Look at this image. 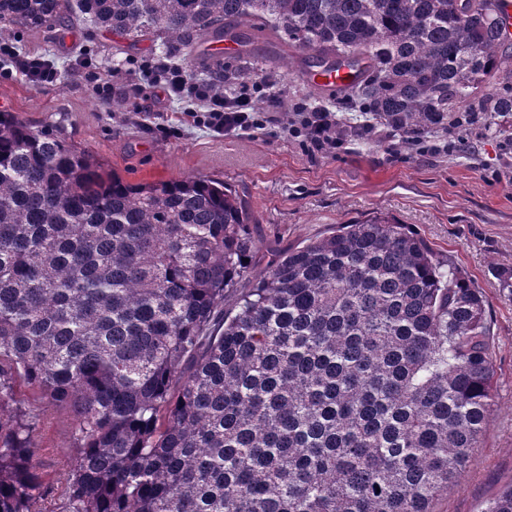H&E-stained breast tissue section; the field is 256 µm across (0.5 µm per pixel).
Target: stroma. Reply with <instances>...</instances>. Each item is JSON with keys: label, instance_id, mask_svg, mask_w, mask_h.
<instances>
[{"label": "stroma", "instance_id": "35a3bbf8", "mask_svg": "<svg viewBox=\"0 0 512 512\" xmlns=\"http://www.w3.org/2000/svg\"><path fill=\"white\" fill-rule=\"evenodd\" d=\"M246 54L229 44L224 54L194 44L179 56L195 70L230 71L235 81L267 75L276 89L255 90L261 111L277 97L292 103L335 105L340 117L356 108L350 91L315 88L295 47L256 23L247 30ZM22 55L54 60L59 77L33 83L15 66L0 70V109L37 129L64 131L78 147L131 183L188 176L223 180L249 205L251 229L264 249L304 245L337 225L389 216L412 230L441 257L466 272L486 298L495 340L494 412L470 456L467 474L436 503L437 512H479L512 484V156L501 149L512 138V115L496 130L472 128L461 147L447 151L448 136L430 135L434 153L384 124L365 138L347 134L336 152L313 158L301 138L269 123L249 134L219 135L182 121L176 108L159 110L153 98L133 95L123 70L159 53L157 42H131L84 23L38 32L11 30ZM89 68H82L84 59ZM97 83L111 88L95 95ZM36 460L45 474L42 504L62 501L67 464L77 455L70 409L41 404Z\"/></svg>", "mask_w": 512, "mask_h": 512}]
</instances>
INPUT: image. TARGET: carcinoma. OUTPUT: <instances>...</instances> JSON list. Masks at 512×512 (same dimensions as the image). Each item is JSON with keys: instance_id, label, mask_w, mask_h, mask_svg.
<instances>
[{"instance_id": "1", "label": "carcinoma", "mask_w": 512, "mask_h": 512, "mask_svg": "<svg viewBox=\"0 0 512 512\" xmlns=\"http://www.w3.org/2000/svg\"><path fill=\"white\" fill-rule=\"evenodd\" d=\"M501 2L0 0V37L78 19L244 48L261 17L405 136L512 115ZM252 223L221 181L129 183L0 110V512L45 484L23 385L74 415L54 512H435L494 406L481 289L385 219L255 277ZM481 512H512V485Z\"/></svg>"}]
</instances>
